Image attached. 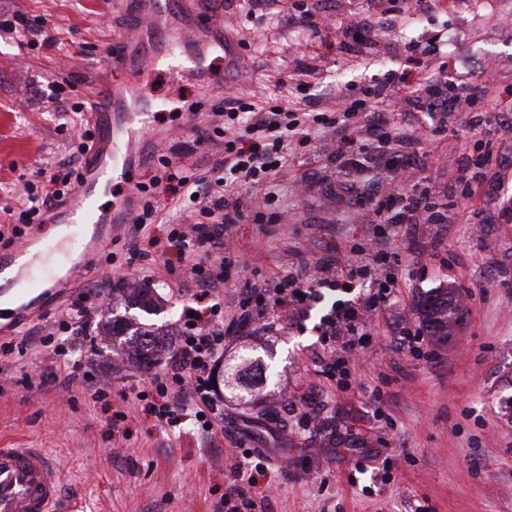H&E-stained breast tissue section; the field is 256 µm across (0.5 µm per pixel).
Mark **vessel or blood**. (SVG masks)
Listing matches in <instances>:
<instances>
[{
  "label": "vessel or blood",
  "instance_id": "obj_1",
  "mask_svg": "<svg viewBox=\"0 0 512 512\" xmlns=\"http://www.w3.org/2000/svg\"><path fill=\"white\" fill-rule=\"evenodd\" d=\"M146 5L140 25L126 29L121 40L152 41L150 56L134 70L124 53L111 55L113 68L128 73L140 93L130 103L118 92L106 93L103 107L112 119L101 130L99 150L90 155L87 177L46 217L50 225L63 222V237L46 241L29 234L0 251V274L8 269L13 272L10 279L0 277V316L8 318L6 330L17 329L36 316L32 301L40 294L49 291L60 300L67 296L92 262L91 250L84 242L88 226L107 218L124 223L130 208L128 198H116L107 210L100 207L99 199L133 170L130 137L149 130L153 115L162 106L161 100L147 93L155 77L165 71L176 78H204L213 70L208 55L224 47L220 41H199V27L224 29L223 15L202 16L199 0H146ZM176 11L188 16L179 38L153 33L156 15ZM62 476L58 461L46 449L0 447V512H78L74 502L61 496Z\"/></svg>",
  "mask_w": 512,
  "mask_h": 512
}]
</instances>
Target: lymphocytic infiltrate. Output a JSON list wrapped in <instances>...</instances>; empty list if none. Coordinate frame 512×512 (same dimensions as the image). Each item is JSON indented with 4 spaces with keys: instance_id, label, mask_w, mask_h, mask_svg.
<instances>
[{
    "instance_id": "f902f5d3",
    "label": "lymphocytic infiltrate",
    "mask_w": 512,
    "mask_h": 512,
    "mask_svg": "<svg viewBox=\"0 0 512 512\" xmlns=\"http://www.w3.org/2000/svg\"><path fill=\"white\" fill-rule=\"evenodd\" d=\"M309 71V64L298 61L282 83L290 94L285 102L271 97L259 106L233 95L224 97L213 108L212 121L196 131L201 143L218 136L224 139L223 157L207 171L196 177L168 172L137 186L142 209L129 219L133 232H140L147 221L156 218L162 198L181 202L187 221L173 225L169 238L177 244L195 246L204 263L188 272L167 267L166 285L180 289L187 280H194L192 298L205 304L209 312L205 319L197 315L188 318L171 367L152 377L148 388L136 395L138 407L157 421H170L173 409L178 408L192 412L203 433L216 435L222 429L224 414L213 394L211 365L223 354L226 339L245 334L255 324L273 335L287 327H301L329 290L339 293L340 298L332 303L318 328L320 350L313 364L320 381L315 388L321 391L332 383L337 390L347 391L351 354L382 322L402 285L394 263L401 239L422 236L429 226L448 220L429 187L402 186L401 174L411 167L418 144L410 116L433 113L442 131L451 119L483 131L492 123V108L497 102L494 84L462 80L449 81L444 90L428 86L413 98L399 100L394 96L400 80L395 73L365 88L362 98L355 101L339 84L325 86L316 96L298 97ZM338 106L343 109L341 120H326V113ZM318 122L325 123L330 132L328 160L337 173H347L355 157L367 153L373 154L376 166L386 172L385 178L375 183H347L348 193L362 205L367 229L364 242L352 247L337 245L334 258L314 267L307 260H299L283 273L277 287L244 289L232 317L221 320L220 288L230 282L232 272L250 268L249 262L225 243L224 232L245 215L257 220L263 216L253 200L242 198L239 190L248 187L273 197L278 170L288 168L297 146L309 141V130ZM455 149L459 154L455 181L462 186L466 210H474L482 201L485 187L501 190L512 183L499 163L502 155L512 154V141L486 138L478 157L473 156L468 142L457 141ZM83 179V173L72 164L39 169L36 181L41 191L23 197L18 223L0 225V248H8L22 235L25 225L44 223L56 202L73 193ZM366 283L371 285V292L358 294V287ZM37 342L46 349L54 371L49 375L37 369L26 372L23 381L27 387L42 388L52 380L67 390L83 384L86 354L52 345L47 336L38 337Z\"/></svg>"
}]
</instances>
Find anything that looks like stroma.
Returning a JSON list of instances; mask_svg holds the SVG:
<instances>
[{"instance_id":"1","label":"stroma","mask_w":512,"mask_h":512,"mask_svg":"<svg viewBox=\"0 0 512 512\" xmlns=\"http://www.w3.org/2000/svg\"><path fill=\"white\" fill-rule=\"evenodd\" d=\"M302 3L222 0L224 38L236 66L216 72L205 98L189 81L160 80L154 93L201 98L207 111L227 95L263 99L277 93L304 56L314 68L312 94L330 82L356 94L393 71L401 77L396 95L407 99L442 69L459 79L482 76L498 88L500 118L512 121V0H458L451 7L394 0L393 13L380 18L373 33L368 62L338 50L334 24L356 12L375 15L373 0H326L334 23L317 37L297 18ZM12 11L46 17L62 45L33 49L16 38L0 40V207L18 206L37 168L69 159V108L120 80L108 49L136 19L134 0H0L1 13ZM436 35L446 40L440 55L415 50V43ZM67 76L75 78L74 88L61 100L50 99L53 82ZM181 122L173 110L156 118L158 132L180 130L179 141L193 144L194 131ZM327 139V130L314 126L310 143L298 151L314 189L296 196L288 174H279L265 207L269 214L288 208L293 224L246 218L227 229L226 238L256 270L253 283L282 274L301 256L313 265L331 259L339 238L362 242L364 226L337 185L324 150ZM176 142L166 141L154 160L137 167L136 181L159 173L160 158L170 156ZM458 159L444 137L417 148L415 176L426 180L438 203L448 201V178ZM160 207L156 223L145 229L156 241L150 257L131 258L130 233L121 228L112 242L95 246L99 255L116 254L119 278L106 285L90 274L72 291L85 296L93 312L89 333L76 346L91 356L86 372L92 384L109 387L107 404L55 384L33 391L10 384L0 395V444L56 455L68 474L65 498L85 512H217L220 503L238 498L225 468L235 447L268 459L252 489L263 512H415L420 506L428 512H512V223L500 222L495 198H488L481 215L482 237L452 220L405 242L401 270L411 285L400 289L385 323L370 337L349 390L318 395V432L304 430L288 405L308 387L315 327L336 293L327 292L302 329L276 336L258 329L227 342L216 370L249 349L265 380L248 397L218 388L224 434L214 439L189 416L170 426L145 413L131 423L112 419L166 370L192 305L189 291L155 280L146 305L117 295L101 307L95 299L106 287L117 293L120 277L135 279L147 268L160 273L168 262L179 269L198 263L195 251L178 252L167 240L169 225L182 221L178 203ZM438 288L454 289L463 308L460 324L448 341L425 337L422 355L400 354V325L419 327L417 305ZM111 325L120 333L108 339L101 329ZM135 328L160 336L148 362L129 342Z\"/></svg>"}]
</instances>
